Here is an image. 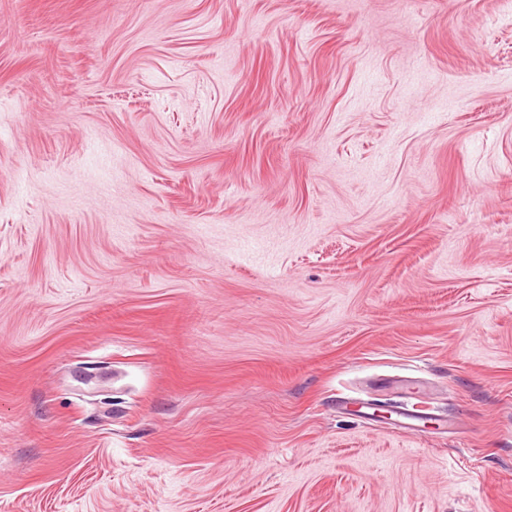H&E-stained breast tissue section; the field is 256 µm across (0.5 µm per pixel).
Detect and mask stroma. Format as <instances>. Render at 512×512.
I'll return each instance as SVG.
<instances>
[{
  "label": "stroma",
  "instance_id": "35a3bbf8",
  "mask_svg": "<svg viewBox=\"0 0 512 512\" xmlns=\"http://www.w3.org/2000/svg\"><path fill=\"white\" fill-rule=\"evenodd\" d=\"M0 512H512V0H0Z\"/></svg>",
  "mask_w": 512,
  "mask_h": 512
}]
</instances>
